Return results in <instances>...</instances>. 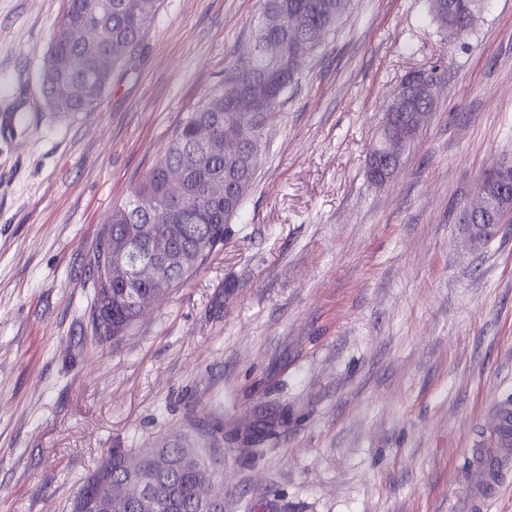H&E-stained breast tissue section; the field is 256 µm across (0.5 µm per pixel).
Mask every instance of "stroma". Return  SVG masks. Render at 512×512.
Returning <instances> with one entry per match:
<instances>
[{
  "mask_svg": "<svg viewBox=\"0 0 512 512\" xmlns=\"http://www.w3.org/2000/svg\"><path fill=\"white\" fill-rule=\"evenodd\" d=\"M64 0H0V512H71L110 448L214 460L224 512H471L512 397V222L463 217L512 158V0L449 43L429 0H353L300 66L224 245L99 342L88 257L263 0H159L95 111L38 91ZM444 80L398 173L366 175L406 76Z\"/></svg>",
  "mask_w": 512,
  "mask_h": 512,
  "instance_id": "obj_1",
  "label": "stroma"
}]
</instances>
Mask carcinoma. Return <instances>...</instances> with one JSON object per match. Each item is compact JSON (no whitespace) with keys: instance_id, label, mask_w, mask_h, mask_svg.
I'll return each instance as SVG.
<instances>
[{"instance_id":"1","label":"carcinoma","mask_w":512,"mask_h":512,"mask_svg":"<svg viewBox=\"0 0 512 512\" xmlns=\"http://www.w3.org/2000/svg\"><path fill=\"white\" fill-rule=\"evenodd\" d=\"M353 0H264L262 15L280 17L277 28L258 22L250 60L218 83L212 92L172 131L167 146L148 178L128 201L112 209L109 224L93 249L88 273L92 281L91 325L102 340L123 335L139 317L134 298L152 299L182 285L222 244L226 225L240 210L257 172L266 131L277 114L284 94L296 82L299 65L288 63L277 84L266 82L279 63L262 54V43L279 41L293 57L296 47L306 46L312 55L335 34L348 16ZM484 0H430L429 12L448 35V41L465 39L472 28L453 29L448 14L479 17ZM157 9V0H66V7L43 60L39 93L47 109L57 114L92 112L101 102L112 74L140 46ZM299 17L305 27L297 32L288 18ZM268 93L273 102L268 112L243 114L233 109L244 91ZM432 96L410 92L407 116L431 110ZM243 141L239 155L224 154V137ZM181 174L179 191L170 189L169 175ZM229 184L232 191L211 194L209 184ZM153 223L152 237L140 239L139 224ZM129 244L130 255L143 261L159 260L171 250L191 254L193 263L164 270V287L142 280L134 271L124 275L106 272L102 261L115 263L112 242ZM172 465L156 478L166 506L163 512H201L209 494L199 479L205 459L188 457L178 447L168 449ZM132 451L114 448L87 478L72 503V512H94L99 489L122 479L124 463Z\"/></svg>"}]
</instances>
